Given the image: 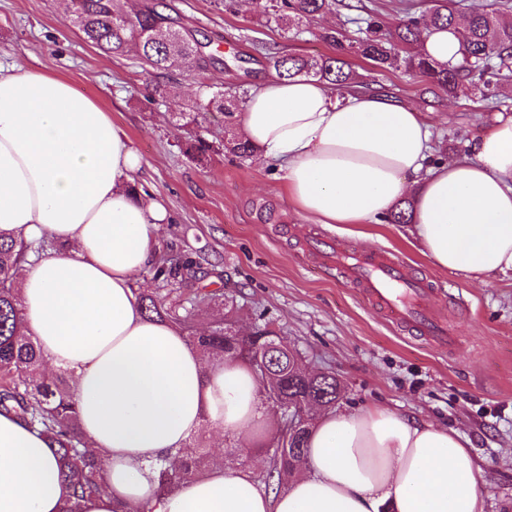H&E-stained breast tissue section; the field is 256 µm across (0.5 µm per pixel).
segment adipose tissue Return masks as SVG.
<instances>
[{
    "instance_id": "ef3b65f1",
    "label": "adipose tissue",
    "mask_w": 512,
    "mask_h": 512,
    "mask_svg": "<svg viewBox=\"0 0 512 512\" xmlns=\"http://www.w3.org/2000/svg\"><path fill=\"white\" fill-rule=\"evenodd\" d=\"M463 33L432 28L421 46L454 61ZM238 123L313 223L366 224L407 197L432 265L482 284L512 272V116L468 155L441 160L417 106L274 75L250 91ZM141 167L90 97L60 77L0 66V241L56 243L24 265L17 287L49 369L73 377L78 429L100 461L101 488L79 512H481L467 439L382 408L321 414L306 470L282 489L228 461L160 492L155 459L176 455L202 424L245 432L251 447L273 429L248 365L204 359L179 327L143 314L136 280L170 216L130 192ZM69 499L45 435L0 414V512H65Z\"/></svg>"
}]
</instances>
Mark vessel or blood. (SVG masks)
<instances>
[{
	"label": "vessel or blood",
	"instance_id": "obj_1",
	"mask_svg": "<svg viewBox=\"0 0 512 512\" xmlns=\"http://www.w3.org/2000/svg\"><path fill=\"white\" fill-rule=\"evenodd\" d=\"M304 252L320 268L342 271L347 284L360 289L397 327L437 344L448 343V328L439 310L428 306L423 279L412 276L402 261L365 254L345 242L317 236L306 241Z\"/></svg>",
	"mask_w": 512,
	"mask_h": 512
}]
</instances>
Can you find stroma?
Masks as SVG:
<instances>
[{"instance_id": "obj_1", "label": "stroma", "mask_w": 512, "mask_h": 512, "mask_svg": "<svg viewBox=\"0 0 512 512\" xmlns=\"http://www.w3.org/2000/svg\"><path fill=\"white\" fill-rule=\"evenodd\" d=\"M59 0H0V65L20 60L30 69L69 80L94 99L128 134L144 165L135 178L142 193L160 199L172 215L158 236L159 249L193 252L212 268L204 284L235 297L241 331L255 318L283 328L305 357L309 372L338 378L344 412L384 407L457 429L470 442L481 470L482 512H512V274L479 284L435 268L405 224H310L289 200L274 166H257L224 150L237 123L215 115L200 134L215 147L207 163L187 159L189 131L170 113L194 100L200 82L225 89L255 88L273 72L255 44L276 54L316 55L330 48L320 22L302 33L284 32L248 12L227 13L212 0H167L183 29L207 37L226 68L202 75L176 72L179 99L148 98L149 77L135 52L107 55L86 42ZM334 21L357 36L358 20L372 12L393 24L406 12L422 13L428 0H349ZM360 89L385 91L427 112L435 125L438 156L465 155L468 140L501 116H512V80L498 106L471 93L436 90L406 69H381L354 58ZM327 233L370 252L386 250L430 280L432 301L442 307L458 338L453 348L430 345L384 321L341 275H325L300 258L302 240Z\"/></svg>"}]
</instances>
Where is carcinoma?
Wrapping results in <instances>:
<instances>
[{
	"label": "carcinoma",
	"instance_id": "1",
	"mask_svg": "<svg viewBox=\"0 0 512 512\" xmlns=\"http://www.w3.org/2000/svg\"><path fill=\"white\" fill-rule=\"evenodd\" d=\"M256 15L265 24L290 32L298 31L319 16L336 8V0H255ZM458 14L457 0H438V4L420 16L407 15L394 29L386 31L378 16L364 19L363 35L350 38L337 28L321 34L324 43L332 48L330 54L274 56L271 64L281 78L304 77L326 82L334 87L345 86L351 78L346 71V57L353 56L371 62L380 68L411 69L426 78L435 87L455 94L463 89L479 91L485 101L496 98L493 88L509 77L512 67V22L502 19L496 10L476 8L470 12L469 27L461 57L455 63L440 64L407 50L418 43L424 28H449ZM74 22L87 41L112 55H123L135 48L139 58L150 68V73L168 75L176 70L201 73L224 60L209 49L210 41L176 35L172 25L176 20L146 5L132 14L119 6V0H74ZM234 114V103L224 102V84H204L189 111L174 112L172 119L178 125L199 126L200 118L211 111ZM237 157H248L254 148L239 136L224 145ZM213 150L204 137L193 136L186 144L185 153L196 160ZM54 247L47 237L38 246L24 243L0 242V413L15 414L28 426L45 433L58 462V476L71 490L72 506L68 512H78L79 502L98 488L93 461L82 448L77 429V412L73 394L66 377L42 373L44 355L23 327L21 299L16 288V271L28 252H45ZM157 288L152 294H138L140 307L150 319L171 322L181 328L193 317L185 300L168 302L161 291L174 292L176 285H188L199 280L200 262L189 254L163 253L149 270ZM194 298L213 302L230 311L234 298L224 289L198 288ZM189 341L205 357L222 356L240 360L255 368L256 360L265 363L268 373L257 377L260 395L282 414L270 438L273 454L270 467L258 479L269 487L289 472L299 471L307 464L306 440L313 427L311 409L329 410L340 397L341 388L336 378L327 374L311 376L303 368L299 350L288 355V350H268L275 342L286 347L288 336L282 331L258 325L245 334L236 329L228 318L221 319L202 336H191ZM302 411L306 421L288 447H282L288 434L283 413L288 406ZM210 461L196 450H186L177 465L160 464L161 489L169 491L189 477L202 474Z\"/></svg>",
	"mask_w": 512,
	"mask_h": 512
}]
</instances>
